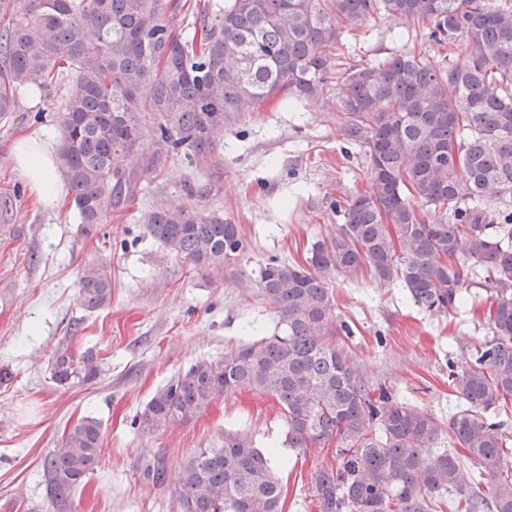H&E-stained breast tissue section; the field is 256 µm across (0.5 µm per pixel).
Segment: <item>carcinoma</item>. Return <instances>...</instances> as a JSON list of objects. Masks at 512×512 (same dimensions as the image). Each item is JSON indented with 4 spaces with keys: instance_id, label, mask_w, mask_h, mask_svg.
I'll use <instances>...</instances> for the list:
<instances>
[{
    "instance_id": "carcinoma-1",
    "label": "carcinoma",
    "mask_w": 512,
    "mask_h": 512,
    "mask_svg": "<svg viewBox=\"0 0 512 512\" xmlns=\"http://www.w3.org/2000/svg\"><path fill=\"white\" fill-rule=\"evenodd\" d=\"M181 0H0V116L21 87L62 91L59 167L68 204L91 233L130 209L143 178L173 153L202 170L219 163L224 129L270 99L322 98L344 33L376 16L428 26V40L458 50L448 66L407 51L338 76L344 139L369 178L346 203L336 233L314 242L306 265L276 258L253 278L237 268L247 243L214 211L157 201L137 223L170 254L199 268L232 267L278 317L279 333L201 361L159 389L140 415L152 431L188 421L226 395L273 398L297 454L336 444L311 475L315 512H512V213L483 207L512 192V0H230L202 10L180 37L166 20ZM151 138L154 150L141 151ZM483 273L492 336L473 361L448 364L463 402L443 429L432 415L369 385L340 333L332 286L368 274L404 288L437 314L468 303V272ZM88 312L112 302L108 266L86 272ZM96 355L51 359L60 386L92 382ZM453 444L431 448L443 432ZM101 424L83 418L48 460L55 496L88 483ZM277 449L240 433L203 448L178 473L180 512H283Z\"/></svg>"
}]
</instances>
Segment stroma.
I'll return each mask as SVG.
<instances>
[{
	"label": "stroma",
	"mask_w": 512,
	"mask_h": 512,
	"mask_svg": "<svg viewBox=\"0 0 512 512\" xmlns=\"http://www.w3.org/2000/svg\"><path fill=\"white\" fill-rule=\"evenodd\" d=\"M345 43L351 65L409 49L426 51L436 64L445 56L427 48L418 28L390 18L368 19ZM60 106L59 91H42L36 104L22 93L10 119L0 121V512H179L172 484L183 464L200 449L223 445L228 431L263 448L278 442L285 429L279 409L239 392L151 433L142 431L138 415L192 365L248 342L249 327L272 334L278 318L230 269H200L168 254L129 214L110 215L87 236L68 206L31 193L12 149L34 131L59 138ZM367 178L363 154L342 136L335 101L272 100L225 129L220 172L169 157L164 170L146 174L140 204L165 198L224 215L248 243L239 267L254 273L272 257L304 263L311 243L341 222L330 201L352 195ZM100 264L112 271V302L88 312L78 301L79 280ZM468 291L470 305L439 316L370 276L338 281L336 313L352 333L336 342L369 382L447 421L458 404L449 364L467 365L490 336V302L479 276H469ZM62 347L93 351L100 378L56 385L50 362ZM84 417L101 423L98 465L83 491L54 498L44 460ZM283 455L284 512H311L310 476L333 462L335 450ZM159 462L168 480L162 487L151 474Z\"/></svg>",
	"instance_id": "1"
}]
</instances>
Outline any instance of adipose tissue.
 I'll list each match as a JSON object with an SVG mask.
<instances>
[{
    "instance_id": "adipose-tissue-1",
    "label": "adipose tissue",
    "mask_w": 512,
    "mask_h": 512,
    "mask_svg": "<svg viewBox=\"0 0 512 512\" xmlns=\"http://www.w3.org/2000/svg\"><path fill=\"white\" fill-rule=\"evenodd\" d=\"M14 161L25 174L31 191L45 204L59 201L58 158L51 140L41 141L39 146L18 144L14 149Z\"/></svg>"
}]
</instances>
